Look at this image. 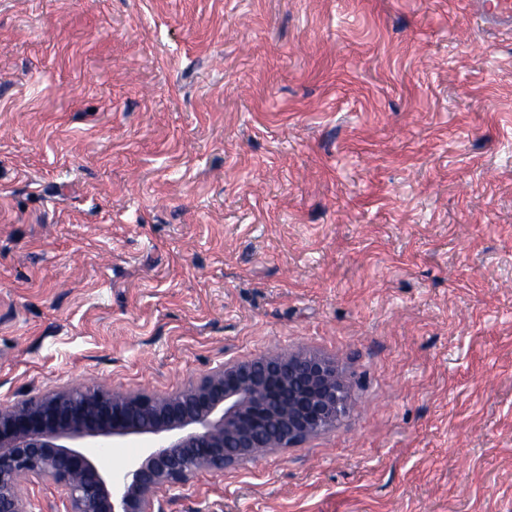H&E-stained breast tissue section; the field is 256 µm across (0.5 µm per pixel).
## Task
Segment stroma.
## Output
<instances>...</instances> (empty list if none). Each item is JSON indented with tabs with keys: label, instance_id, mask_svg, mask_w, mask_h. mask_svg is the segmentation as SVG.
Listing matches in <instances>:
<instances>
[{
	"label": "stroma",
	"instance_id": "obj_1",
	"mask_svg": "<svg viewBox=\"0 0 512 512\" xmlns=\"http://www.w3.org/2000/svg\"><path fill=\"white\" fill-rule=\"evenodd\" d=\"M285 349L352 412L165 512H512V34L470 0H0V405Z\"/></svg>",
	"mask_w": 512,
	"mask_h": 512
}]
</instances>
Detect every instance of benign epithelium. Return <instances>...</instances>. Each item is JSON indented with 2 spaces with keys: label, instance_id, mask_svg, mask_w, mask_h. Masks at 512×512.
Instances as JSON below:
<instances>
[{
  "label": "benign epithelium",
  "instance_id": "7a95c632",
  "mask_svg": "<svg viewBox=\"0 0 512 512\" xmlns=\"http://www.w3.org/2000/svg\"><path fill=\"white\" fill-rule=\"evenodd\" d=\"M351 408L336 364L303 350L231 359L167 396L105 384L0 406V512H45L35 480L57 484V512H164L159 493L293 448ZM138 445L115 469L98 449Z\"/></svg>",
  "mask_w": 512,
  "mask_h": 512
}]
</instances>
